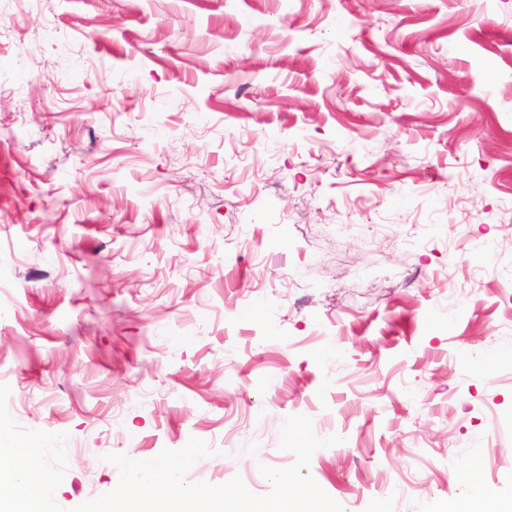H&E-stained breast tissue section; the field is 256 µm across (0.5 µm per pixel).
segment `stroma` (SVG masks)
Returning <instances> with one entry per match:
<instances>
[{"instance_id": "stroma-1", "label": "stroma", "mask_w": 512, "mask_h": 512, "mask_svg": "<svg viewBox=\"0 0 512 512\" xmlns=\"http://www.w3.org/2000/svg\"><path fill=\"white\" fill-rule=\"evenodd\" d=\"M512 0H8L0 383L66 434L63 512L109 453L185 479L341 443L344 512L512 502ZM469 475V483H468V492L466 495V499L463 504L460 506L461 510H457L455 512H509L511 510H486V511H478L472 510L477 507L482 506L486 501V495L484 491V487L482 482L478 476V466L475 462H472L468 468Z\"/></svg>"}]
</instances>
